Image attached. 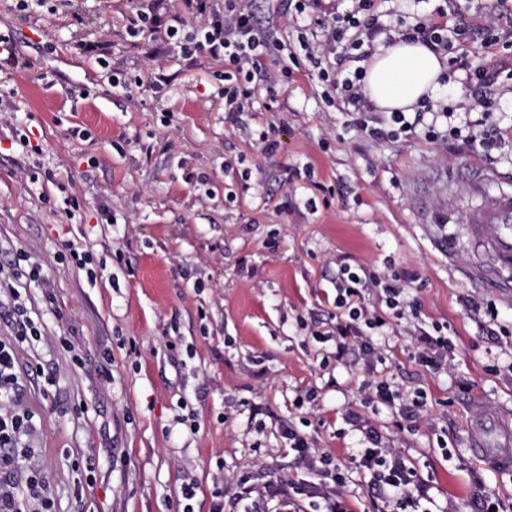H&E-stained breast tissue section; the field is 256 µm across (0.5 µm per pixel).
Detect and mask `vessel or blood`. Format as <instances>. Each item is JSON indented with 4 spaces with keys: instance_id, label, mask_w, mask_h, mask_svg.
<instances>
[{
    "instance_id": "obj_1",
    "label": "vessel or blood",
    "mask_w": 512,
    "mask_h": 512,
    "mask_svg": "<svg viewBox=\"0 0 512 512\" xmlns=\"http://www.w3.org/2000/svg\"><path fill=\"white\" fill-rule=\"evenodd\" d=\"M466 225L477 245L475 270L491 287L512 296V191L485 194L482 204L467 215ZM495 427L498 438L478 435L472 452L499 468L512 469V426L499 421Z\"/></svg>"
}]
</instances>
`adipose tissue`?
<instances>
[{
	"mask_svg": "<svg viewBox=\"0 0 512 512\" xmlns=\"http://www.w3.org/2000/svg\"><path fill=\"white\" fill-rule=\"evenodd\" d=\"M443 70L438 55L399 36L377 45L366 67L365 92L382 111L410 112L433 94Z\"/></svg>",
	"mask_w": 512,
	"mask_h": 512,
	"instance_id": "adipose-tissue-1",
	"label": "adipose tissue"
}]
</instances>
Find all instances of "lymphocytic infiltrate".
I'll list each match as a JSON object with an SVG mask.
<instances>
[{
  "instance_id": "f902f5d3",
  "label": "lymphocytic infiltrate",
  "mask_w": 512,
  "mask_h": 512,
  "mask_svg": "<svg viewBox=\"0 0 512 512\" xmlns=\"http://www.w3.org/2000/svg\"><path fill=\"white\" fill-rule=\"evenodd\" d=\"M352 10L341 14L324 11L322 0H296L297 14L310 18L315 33L297 27L299 51L289 49L280 37L277 24L261 21L255 0H180L177 13H169L165 0H151L135 10L126 28L132 41L160 38L182 41L186 58L205 56L224 62V98L230 111L241 112L252 96V82L274 57H285L293 65L309 62L327 90L336 92L350 114V127L372 139L387 137L373 116V107L364 93V68L337 76L332 57L357 53L368 59L377 38L385 28L374 9V0H354ZM192 26L188 38H181L185 26ZM407 38L421 42L435 54L451 53L456 38L477 39L487 46L512 42V27H501L490 20L479 27L464 21L460 12L438 10L426 22L406 30ZM46 282L40 263L18 253L0 264V315L11 324L12 336L0 339V512H55L45 478L28 451L25 439L35 430L34 415L24 401L19 370L20 345L39 340L41 330L21 303V281ZM379 292L388 312L380 314L358 303L365 289ZM414 277L380 274L364 268L339 266L336 273L335 303L341 314L329 336L335 342L336 360H344L351 342L360 341L367 357L375 349L369 338L388 320L399 321L417 313L419 299ZM363 403L395 410L401 419L413 422L424 412L427 396L417 391L401 393L386 379L364 384ZM346 421L362 432L367 447L360 454L359 467L367 476L374 497L370 512H447L442 506H429V488L404 455L382 447L378 432L364 424L358 411L346 414ZM289 450L303 461L305 476L274 484L242 474L236 484L235 503L255 497L271 501L270 512H353L344 494L348 469L341 460L313 448L302 431L284 433Z\"/></svg>"
}]
</instances>
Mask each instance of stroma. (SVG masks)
I'll return each mask as SVG.
<instances>
[{
  "instance_id": "obj_1",
  "label": "stroma",
  "mask_w": 512,
  "mask_h": 512,
  "mask_svg": "<svg viewBox=\"0 0 512 512\" xmlns=\"http://www.w3.org/2000/svg\"><path fill=\"white\" fill-rule=\"evenodd\" d=\"M482 22L488 0H380L388 30L439 6ZM127 0H0V33L19 63L0 67V259L40 262L50 288L20 285L42 331L25 363L52 383L26 382L37 431L32 451L56 512H178L195 480V512H211L216 485L238 473L287 478L295 464L280 436L293 424L351 469L357 512L370 503L356 471L366 442L346 421L363 381L420 388L414 423L363 408L385 446L402 451L431 496L467 512L483 482L512 512V472L471 455L493 416L512 415V297L473 273L465 214L483 175L512 187V94L491 123L490 153L467 142L483 110L472 72L501 53L464 40L432 96L447 103L440 140L423 131L372 140L347 131L310 65L284 73L268 60L249 111L224 110V63L188 62L179 47L132 45ZM98 44L101 69L79 43ZM128 81L113 86L111 70ZM271 130L265 153L256 134ZM88 249L96 280L74 266ZM420 283L422 317L450 342L443 369L425 366L402 328L373 336L378 360L330 361L332 282L339 263ZM497 308L495 332L465 300ZM313 399H306V392ZM266 412L257 415L254 404ZM81 456L94 471H74Z\"/></svg>"
}]
</instances>
